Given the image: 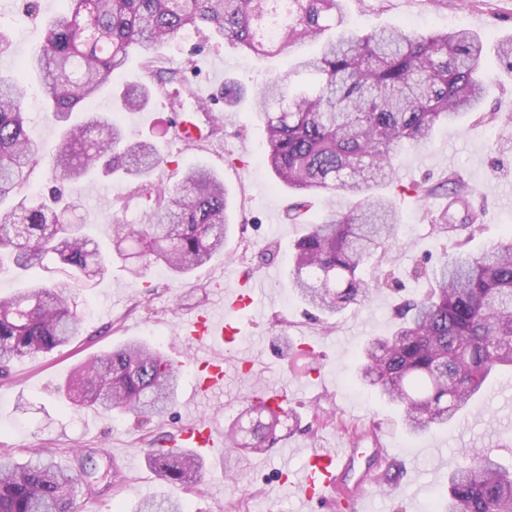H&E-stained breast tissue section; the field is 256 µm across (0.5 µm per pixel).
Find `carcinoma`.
<instances>
[{"label": "carcinoma", "instance_id": "1", "mask_svg": "<svg viewBox=\"0 0 512 512\" xmlns=\"http://www.w3.org/2000/svg\"><path fill=\"white\" fill-rule=\"evenodd\" d=\"M344 0H67L49 19L43 46L31 56L46 109L67 123L54 155L63 181L95 172L120 180L146 176L162 163L156 147L132 141L115 116L90 111L92 100L121 78L130 50L161 45L180 32L207 28L226 44L257 55L319 43L314 55L294 58L288 77L267 81L256 96L267 134L263 163L291 191L351 198L332 209L295 245L290 276L302 301L328 316L369 297L375 281L363 264L386 251L398 217L378 190L395 181L391 159L404 143L427 144L440 123L477 112L485 95L483 43L459 29L429 34L404 28L349 31ZM171 82L169 70L153 86L127 84L121 107L137 112ZM25 90L0 76V269L23 275L50 255L68 266L69 281L19 288L0 300V374L18 358L68 345L83 332L73 313L74 289L108 273L110 257L83 224H72L45 201L7 207L28 182L40 146L21 112ZM237 82L224 83V101L244 98ZM75 112L83 120L70 122ZM154 206L137 231L111 225L119 254L127 241L147 244L146 257L184 273L224 247L228 193L209 168H188L182 194L150 186ZM414 194L443 192L459 201L461 182L445 176ZM512 368V233L477 254L451 252L430 277L426 294L398 313L391 335L366 343L360 378L401 415L412 436L459 419L486 380ZM181 380L158 351L131 342L82 362L71 377L80 408L124 410L149 420L164 414ZM244 423L224 432L233 451L263 453L277 442L286 412L251 404ZM150 461L169 484L188 490L201 461L188 452H153ZM438 512H512V466L491 451L463 448L449 465ZM74 473L48 456L20 463L0 454V512H77ZM137 512H183L170 495L143 499Z\"/></svg>", "mask_w": 512, "mask_h": 512}]
</instances>
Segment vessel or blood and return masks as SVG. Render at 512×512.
Returning a JSON list of instances; mask_svg holds the SVG:
<instances>
[{"mask_svg":"<svg viewBox=\"0 0 512 512\" xmlns=\"http://www.w3.org/2000/svg\"><path fill=\"white\" fill-rule=\"evenodd\" d=\"M266 286V274H259L240 287L225 290L222 311L208 309L181 324L179 342L195 346L201 353L189 400L223 391L229 382L239 378L241 371L253 365L252 357L240 354L235 315L242 310H255ZM223 446V435L213 425L197 420L182 428L169 449L180 452L196 448L210 453ZM355 459L356 450L351 445L310 449L305 464L292 471L288 485L307 503L325 500L343 503L349 499L363 503L390 464V451L376 446L371 451L368 467L361 470L356 469Z\"/></svg>","mask_w":512,"mask_h":512,"instance_id":"b4317fda","label":"vessel or blood"}]
</instances>
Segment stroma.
Returning a JSON list of instances; mask_svg holds the SVG:
<instances>
[{
    "instance_id": "stroma-1",
    "label": "stroma",
    "mask_w": 512,
    "mask_h": 512,
    "mask_svg": "<svg viewBox=\"0 0 512 512\" xmlns=\"http://www.w3.org/2000/svg\"><path fill=\"white\" fill-rule=\"evenodd\" d=\"M344 6L350 27L360 33L389 26L424 33L476 32L485 46L484 109L499 113L502 122L512 118V72L497 53L499 43L512 38V0H344ZM63 7L62 0H40L39 14L28 16L20 0H0V33L7 38L0 46V74L23 80L27 96L22 108L43 146L39 164L18 192L22 198L47 193L55 184L52 159L61 124L41 108L40 82L25 62L42 43L45 20ZM164 68L183 70V83L166 85L164 95L144 110L117 112L118 118L129 138L151 140L161 151L164 160L151 183L177 188L182 172L196 165L223 178L233 214L224 249L182 277L159 263L113 255L108 275L75 294L83 335L62 349L14 361L0 376V448L19 460L43 452L74 472L83 463L95 465L92 478L79 486L80 512H113L118 505L136 512L142 499L159 494L180 496L184 512H337L326 502L302 503L284 484L283 471L300 468L304 450L352 437L367 448L375 435L403 467L402 492L374 496L375 512H429L459 449L490 448L511 459L512 375L490 380L477 409L455 424L413 438L396 410L359 382L357 371L365 342L390 334L395 309L428 288L432 270L452 240L465 241L468 250L478 252L512 226V127L481 123L472 113L438 127L427 146L397 150L393 165L399 185L389 190L399 215L396 235L386 254L375 255L361 270L364 279L377 277L382 284L363 304L327 320L296 296L288 273L295 242L328 212V199L309 196L298 218L289 219L294 197L262 162L266 137L253 100L229 108L221 96L225 80L252 89L285 74L284 58L258 60L231 50L208 31L188 30L160 47L134 48L123 79L152 85ZM191 88L207 94L206 111H199L188 96ZM178 115L195 127L198 138L192 145L169 138ZM447 175L466 183L478 231L438 232L426 215L443 211L447 197H418L405 190ZM65 191L77 215L106 246L113 221L143 224L152 205L137 184L119 185L104 177L66 185ZM132 265L140 267L141 277H131ZM266 268L274 269L277 282L265 313L244 311L237 317L244 348L261 351V359L226 393L203 397L186 410L182 399L189 394L196 358L176 343L180 323L213 305V281L234 288ZM136 339L182 366L180 400L171 413L143 422L121 410L74 409L63 393L73 367ZM262 386L288 393L294 415L284 421L281 433L297 447L288 460H281L275 447L237 459L206 454L196 490L185 494L152 467L154 439L197 417L224 428Z\"/></svg>"
}]
</instances>
